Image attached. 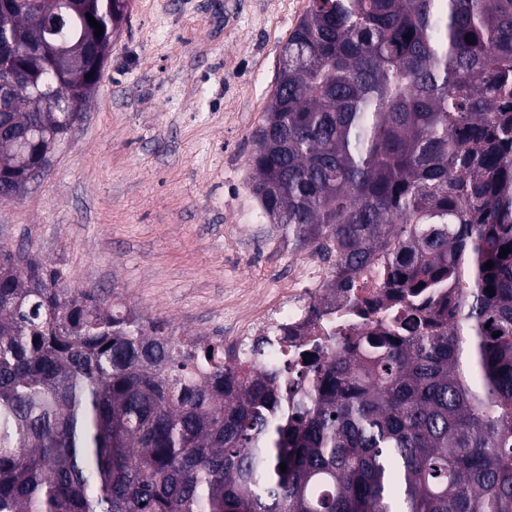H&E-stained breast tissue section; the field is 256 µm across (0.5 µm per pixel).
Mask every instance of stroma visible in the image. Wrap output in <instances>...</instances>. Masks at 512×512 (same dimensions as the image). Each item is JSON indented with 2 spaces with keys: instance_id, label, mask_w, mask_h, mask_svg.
<instances>
[{
  "instance_id": "stroma-1",
  "label": "stroma",
  "mask_w": 512,
  "mask_h": 512,
  "mask_svg": "<svg viewBox=\"0 0 512 512\" xmlns=\"http://www.w3.org/2000/svg\"><path fill=\"white\" fill-rule=\"evenodd\" d=\"M309 0H131L82 118L0 245L33 251L181 334L225 339L306 254L263 215L249 158Z\"/></svg>"
}]
</instances>
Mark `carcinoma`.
I'll return each instance as SVG.
<instances>
[{
	"label": "carcinoma",
	"instance_id": "cac0c4a2",
	"mask_svg": "<svg viewBox=\"0 0 512 512\" xmlns=\"http://www.w3.org/2000/svg\"><path fill=\"white\" fill-rule=\"evenodd\" d=\"M29 2L0 44L73 96ZM283 50L253 194L339 288L390 256L385 323L226 352L1 246L0 512H512V0H310ZM34 94L0 101V173L68 132ZM32 48L37 55L56 68H63L69 59V48L56 38L40 37L33 40Z\"/></svg>",
	"mask_w": 512,
	"mask_h": 512
}]
</instances>
